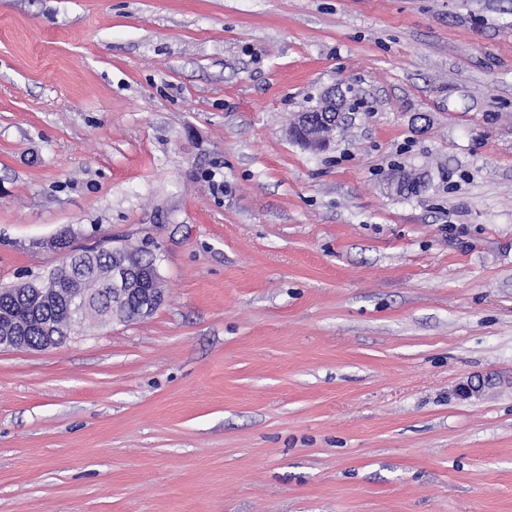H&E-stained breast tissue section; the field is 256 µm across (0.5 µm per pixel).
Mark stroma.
Wrapping results in <instances>:
<instances>
[{
    "label": "stroma",
    "mask_w": 512,
    "mask_h": 512,
    "mask_svg": "<svg viewBox=\"0 0 512 512\" xmlns=\"http://www.w3.org/2000/svg\"><path fill=\"white\" fill-rule=\"evenodd\" d=\"M66 229L164 301L0 350V512H512V0H0V286ZM342 101L329 95L314 112H299L290 128L291 137L303 147L320 152L331 145L330 137L345 119Z\"/></svg>",
    "instance_id": "stroma-1"
}]
</instances>
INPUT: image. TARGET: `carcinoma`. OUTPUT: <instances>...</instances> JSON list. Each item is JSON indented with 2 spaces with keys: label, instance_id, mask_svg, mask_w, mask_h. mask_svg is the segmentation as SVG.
Masks as SVG:
<instances>
[{
  "label": "carcinoma",
  "instance_id": "obj_1",
  "mask_svg": "<svg viewBox=\"0 0 512 512\" xmlns=\"http://www.w3.org/2000/svg\"><path fill=\"white\" fill-rule=\"evenodd\" d=\"M112 264V254L101 251L90 260L88 271L81 276L79 287L71 288L72 265L63 262L52 270L45 284L44 295L36 298L33 288H14L0 297V332H16L29 343L43 339L39 323L52 321L62 328L70 325L69 303L79 296L89 305V312L98 316L107 312L103 303V278Z\"/></svg>",
  "mask_w": 512,
  "mask_h": 512
}]
</instances>
